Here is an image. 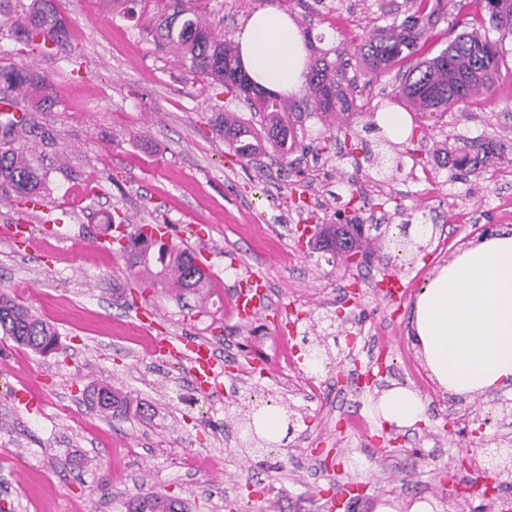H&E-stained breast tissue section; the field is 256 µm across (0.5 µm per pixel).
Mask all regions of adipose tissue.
<instances>
[{
  "instance_id": "ef3b65f1",
  "label": "adipose tissue",
  "mask_w": 512,
  "mask_h": 512,
  "mask_svg": "<svg viewBox=\"0 0 512 512\" xmlns=\"http://www.w3.org/2000/svg\"><path fill=\"white\" fill-rule=\"evenodd\" d=\"M237 39L257 84L280 94L302 87L306 52L287 14L256 10ZM414 342L450 392L474 395L512 383V235L482 239L427 281L414 306ZM424 410L423 398L406 388L389 390L376 405L378 417L396 426L415 424Z\"/></svg>"
}]
</instances>
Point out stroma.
<instances>
[{
    "label": "stroma",
    "instance_id": "35a3bbf8",
    "mask_svg": "<svg viewBox=\"0 0 512 512\" xmlns=\"http://www.w3.org/2000/svg\"><path fill=\"white\" fill-rule=\"evenodd\" d=\"M31 3L0 0V69L26 68L54 85L55 103L30 115L43 137L18 139L40 156L50 192L34 205L0 198V225L21 227L16 239H0V289L56 328L59 351L36 354L0 335V512H127L146 491L181 499L187 512H326L328 490L350 481L365 489L349 512H376L382 502L408 512L418 500L441 512H500L501 500L512 499V472L503 471L498 498L487 500L474 489L475 461L495 438L512 435V384L457 398L431 375L413 327L416 299L437 269L487 233L512 232L498 210L512 193V168L477 179L432 161L443 141L459 138L470 145L493 137L512 152V50L493 98L416 130V155L376 132L365 134V153L319 150L321 125L312 118L311 151L295 154L293 165L269 153L246 164L213 123L225 110L250 118V109L158 46L163 0H137L130 13L108 0H56L67 33L47 49L13 25ZM197 7L230 39L254 11L276 8L329 49L359 38L381 10L403 9L404 0H199ZM431 206L445 217L444 232L434 231ZM355 210L389 215L408 234L381 235L380 253L359 272L318 262L302 226L342 224ZM116 212L133 228L168 225L173 241L203 255L219 303L202 312L192 296L165 288L132 297L125 260L103 247V218ZM396 273L407 286L400 302L375 286ZM254 280L271 301L257 321L269 333L260 342L253 324L223 306ZM147 306L156 315L139 322ZM292 309L309 338L336 326L337 339L324 347L339 373L376 341L391 372L373 389H281L284 364L272 335ZM164 335L212 341L233 362L221 395L198 410L184 404L185 364L144 348ZM384 384L419 392L423 420L381 423L375 404ZM102 385L148 403L155 417L104 416L86 397ZM24 388L41 396L40 407L25 409ZM267 400L296 418L286 447L248 430ZM477 408L491 414V425L479 426ZM451 419L460 428L452 436ZM465 485L470 494L459 495Z\"/></svg>",
    "mask_w": 512,
    "mask_h": 512
}]
</instances>
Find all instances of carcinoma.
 <instances>
[{"label":"carcinoma","mask_w":512,"mask_h":512,"mask_svg":"<svg viewBox=\"0 0 512 512\" xmlns=\"http://www.w3.org/2000/svg\"><path fill=\"white\" fill-rule=\"evenodd\" d=\"M196 0H169L172 13L165 15L155 37L170 51L188 63L192 73L211 86L224 88L250 105L259 117L254 125L230 112L222 114L214 125L219 138L234 155L251 162L269 150L288 162L303 145L304 120L318 117L324 124L323 139L338 140L343 134L350 146L360 141L349 118L362 109L347 92L345 70L349 65L344 53L330 49L313 50L306 67L300 96L284 97L258 86L242 67L239 54L224 34L195 8ZM458 0H406L403 18L381 14L363 31L360 42L351 48V56L360 65V76L367 84L378 82L393 72L400 79L395 99L414 108L423 122L436 127L448 111L475 97L491 98L501 79L503 39L512 38V0H479L481 17L501 33L492 41L477 30L457 34L433 57H426L406 70L398 64L415 56L422 40L440 20L452 15ZM21 32L43 47L57 44L64 37L65 22L52 0H32V7L17 20ZM18 93L38 108L55 101L50 81L23 69L0 70V103ZM26 114L5 115L0 124V194L34 203L47 189L39 160L15 145L16 136L27 131ZM434 162L477 177L491 167H511L512 157L498 142L489 139L474 151L444 146ZM360 224H322L315 234L316 249L331 254L347 269L362 266L369 258L367 237ZM117 250L126 259L130 271L143 277L154 288H174L180 294L207 295L209 274L199 269V260L189 248L178 243H158L140 227L128 243ZM0 333L16 344L44 354L58 347L55 329L36 317L17 299L0 292ZM110 396L102 413L123 418L131 412L149 416V406L132 405L127 395L103 386L90 393L91 405ZM128 512H185L183 502L147 491L137 496Z\"/></svg>","instance_id":"cac0c4a2"}]
</instances>
